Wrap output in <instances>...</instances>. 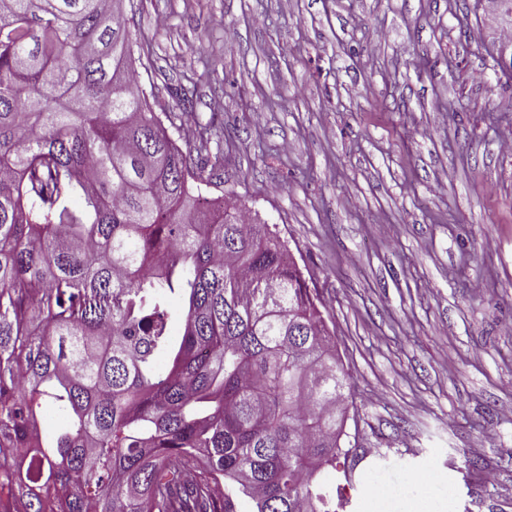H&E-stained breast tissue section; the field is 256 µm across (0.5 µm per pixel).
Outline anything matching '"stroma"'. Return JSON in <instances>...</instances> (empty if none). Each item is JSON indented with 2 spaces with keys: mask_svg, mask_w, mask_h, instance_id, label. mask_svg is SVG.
<instances>
[{
  "mask_svg": "<svg viewBox=\"0 0 512 512\" xmlns=\"http://www.w3.org/2000/svg\"><path fill=\"white\" fill-rule=\"evenodd\" d=\"M168 133L293 254L351 373L336 512H512V19L494 0H130ZM191 88L184 104L179 87Z\"/></svg>",
  "mask_w": 512,
  "mask_h": 512,
  "instance_id": "1",
  "label": "stroma"
}]
</instances>
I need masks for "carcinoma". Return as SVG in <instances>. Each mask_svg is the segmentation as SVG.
Returning a JSON list of instances; mask_svg holds the SVG:
<instances>
[{"label":"carcinoma","mask_w":512,"mask_h":512,"mask_svg":"<svg viewBox=\"0 0 512 512\" xmlns=\"http://www.w3.org/2000/svg\"><path fill=\"white\" fill-rule=\"evenodd\" d=\"M116 2L0 0V507L336 512L322 311L268 225L203 195L223 159L169 136Z\"/></svg>","instance_id":"obj_1"}]
</instances>
